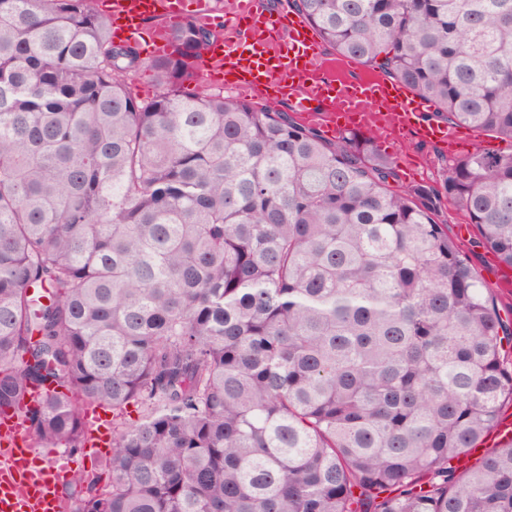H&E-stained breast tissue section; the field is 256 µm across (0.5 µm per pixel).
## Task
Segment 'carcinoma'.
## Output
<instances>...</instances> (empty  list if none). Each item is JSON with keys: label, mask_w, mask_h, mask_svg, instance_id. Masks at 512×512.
Wrapping results in <instances>:
<instances>
[{"label": "carcinoma", "mask_w": 512, "mask_h": 512, "mask_svg": "<svg viewBox=\"0 0 512 512\" xmlns=\"http://www.w3.org/2000/svg\"><path fill=\"white\" fill-rule=\"evenodd\" d=\"M340 56L512 140V0H287ZM192 18L148 61L94 0H0V414L112 422L67 512H512V342L434 215L512 268V152L389 188L372 139L209 92ZM153 72L156 93L130 76Z\"/></svg>", "instance_id": "1"}]
</instances>
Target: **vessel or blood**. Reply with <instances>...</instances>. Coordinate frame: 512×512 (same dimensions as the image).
I'll list each match as a JSON object with an SVG mask.
<instances>
[{
	"instance_id": "1",
	"label": "vessel or blood",
	"mask_w": 512,
	"mask_h": 512,
	"mask_svg": "<svg viewBox=\"0 0 512 512\" xmlns=\"http://www.w3.org/2000/svg\"><path fill=\"white\" fill-rule=\"evenodd\" d=\"M112 35L137 40L146 18L159 16L165 26L151 31L156 54L169 52V25L209 18V0H111ZM235 32L206 52L212 74L231 79L232 89L290 101L303 119L322 118L328 132L345 119L359 133L374 135L386 125L433 145L455 142L458 132L426 118L427 102L406 87L378 78L336 74L319 68L315 33L301 18L257 17L253 0H237ZM72 468L70 460L39 461L16 418L0 416V512H64L59 488Z\"/></svg>"
}]
</instances>
